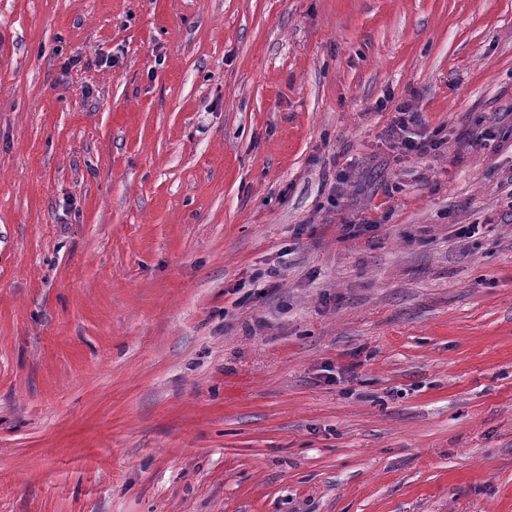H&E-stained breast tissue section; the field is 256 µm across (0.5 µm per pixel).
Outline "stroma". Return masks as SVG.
I'll use <instances>...</instances> for the list:
<instances>
[{
	"label": "stroma",
	"instance_id": "1",
	"mask_svg": "<svg viewBox=\"0 0 512 512\" xmlns=\"http://www.w3.org/2000/svg\"><path fill=\"white\" fill-rule=\"evenodd\" d=\"M0 512H512V0H0ZM395 112H398V115L392 126L393 146L405 154L427 155L430 153L434 149L433 143L411 132L413 125L418 122L417 112L408 104L397 105Z\"/></svg>",
	"mask_w": 512,
	"mask_h": 512
}]
</instances>
